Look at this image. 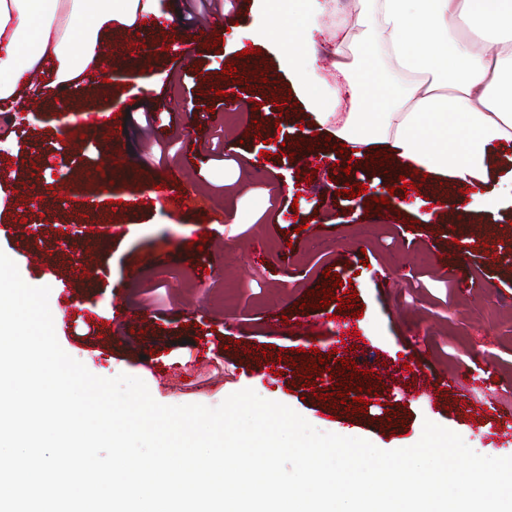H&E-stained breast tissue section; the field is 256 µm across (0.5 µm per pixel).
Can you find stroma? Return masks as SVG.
<instances>
[{"instance_id": "obj_1", "label": "stroma", "mask_w": 512, "mask_h": 512, "mask_svg": "<svg viewBox=\"0 0 512 512\" xmlns=\"http://www.w3.org/2000/svg\"><path fill=\"white\" fill-rule=\"evenodd\" d=\"M218 9L224 29L214 36L198 0H158L140 35L166 51L147 65L110 56L114 99L86 79L0 116L12 161L0 187L25 185L50 201L21 212L1 202L0 251L27 284L49 286L51 312L68 308V325L55 328L60 346L96 376L140 378L164 405L215 407L249 388L319 431L383 450L414 445L430 420L479 454L512 456V406L477 405L453 387L462 370L490 394L512 381V207L423 223L420 191L391 189L368 165L348 170L304 108L284 64L301 40L300 11L272 18L261 0ZM259 29L273 39L253 42ZM243 47L258 48L264 73L239 86L245 108L234 112L219 90ZM145 71L153 81L142 88ZM64 97L82 112L113 113V129L61 135ZM154 127L167 139L155 140ZM300 140L312 145L303 158L292 154ZM114 156L138 182L86 194L84 173ZM172 171L194 199L177 213L147 199ZM111 195L122 202L89 246L100 199ZM204 232L215 247L195 245ZM254 242L272 248L259 265ZM33 251L41 265L29 263ZM329 292L350 306L324 304ZM147 355L167 379L145 367ZM357 358L393 378L345 384L344 365ZM189 366L193 376H182ZM359 391L367 408L352 400Z\"/></svg>"}]
</instances>
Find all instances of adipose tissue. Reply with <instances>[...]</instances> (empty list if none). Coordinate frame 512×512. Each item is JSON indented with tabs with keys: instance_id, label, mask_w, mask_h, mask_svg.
Masks as SVG:
<instances>
[{
	"instance_id": "adipose-tissue-1",
	"label": "adipose tissue",
	"mask_w": 512,
	"mask_h": 512,
	"mask_svg": "<svg viewBox=\"0 0 512 512\" xmlns=\"http://www.w3.org/2000/svg\"><path fill=\"white\" fill-rule=\"evenodd\" d=\"M299 0L304 42L285 63L325 132L355 157L375 150L388 170L427 177L428 223H439L447 188L471 189L465 212L494 206L490 185L512 182V0ZM155 0H0V112L21 76L43 70L51 85L99 69L113 29L136 30ZM341 49L334 79L315 65V34Z\"/></svg>"
}]
</instances>
